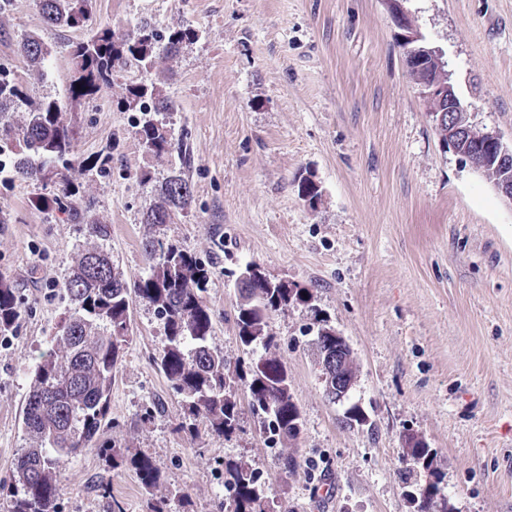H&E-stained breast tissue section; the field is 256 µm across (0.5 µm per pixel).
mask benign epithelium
Returning a JSON list of instances; mask_svg holds the SVG:
<instances>
[{
	"label": "benign epithelium",
	"mask_w": 512,
	"mask_h": 512,
	"mask_svg": "<svg viewBox=\"0 0 512 512\" xmlns=\"http://www.w3.org/2000/svg\"><path fill=\"white\" fill-rule=\"evenodd\" d=\"M386 8L399 30V43L403 52L415 62L423 63L418 68V84L428 106V114L433 127L443 143L450 141L461 144L456 152L472 166L485 171L473 159L462 141L472 135L474 130L467 123L468 106L461 103L448 84L447 73L435 54L424 45V37L416 18L406 9L404 0H383ZM480 138L497 147L499 158L512 157V146H508L500 136L491 130L478 132ZM317 362L323 373L326 386L336 392V400H343L352 389L357 371L353 351L343 336H336L327 342Z\"/></svg>",
	"instance_id": "7a95c632"
}]
</instances>
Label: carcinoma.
Returning a JSON list of instances; mask_svg holds the SVG:
<instances>
[{
  "label": "carcinoma",
  "instance_id": "cac0c4a2",
  "mask_svg": "<svg viewBox=\"0 0 512 512\" xmlns=\"http://www.w3.org/2000/svg\"><path fill=\"white\" fill-rule=\"evenodd\" d=\"M44 22L58 31L84 27L95 0H39ZM194 33L177 30L167 36L147 26L132 30L116 42L107 27L71 46L73 75L67 102L45 99L31 103L23 85L0 79V147L15 151L14 175L23 180L44 182L52 176L61 180L57 192L40 197L36 204L67 214L86 234L102 242L109 239V227L91 214L92 205L81 194L78 177L110 169L112 147L102 150L90 163H78L73 156L75 126L65 117L94 100L112 84V68L126 60L137 69H151L159 55L174 57L191 42ZM18 52L28 70L44 73L50 56L48 44L37 34L18 43ZM26 108L24 123H11L13 110ZM126 112H139L136 135L143 149L161 159L174 150L166 123L158 119L173 111L156 84L129 85L122 102ZM470 151L486 166L488 179L512 176V169L497 164L498 154L489 144L471 142ZM298 191L310 203L321 201L319 185L308 177L298 178ZM192 202V190L183 174L169 175L161 185L160 199L144 216L153 226L171 223L175 212ZM149 273L128 283L116 271L112 252L101 245L81 254L61 290L69 310L52 338V346L32 371L24 408V431L31 444L21 449L12 478L0 480V504L5 512H58L61 485L59 461L93 448L106 426L112 382L129 342L133 305L143 303L162 320L165 342L159 366L179 399L181 421L176 430L197 436V423L218 438H229L238 429L240 399L244 391L250 411L261 430L273 431L272 444L281 445L278 460L288 473L299 467L298 449H288L303 429L300 409L291 392L286 364L278 356L276 336L270 328L275 312L303 306L316 312L311 289L284 281L260 270L246 287L237 289L235 323L243 353L251 356L247 369L231 366L224 350L211 342L213 313L203 297L212 271L184 246L165 236L146 240ZM20 317L15 288L0 276V336L13 334ZM403 457L419 474L432 480L406 481L420 490L423 512H448L439 501L441 473L436 452L422 441L417 448L402 449ZM140 483L151 495V512H164L170 498H183L175 490L156 497L162 485L160 470L148 458L132 459ZM223 484L232 491L234 512H277L270 487L258 479V470L243 460H224Z\"/></svg>",
  "mask_w": 512,
  "mask_h": 512
}]
</instances>
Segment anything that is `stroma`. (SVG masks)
<instances>
[{"label": "stroma", "instance_id": "obj_1", "mask_svg": "<svg viewBox=\"0 0 512 512\" xmlns=\"http://www.w3.org/2000/svg\"><path fill=\"white\" fill-rule=\"evenodd\" d=\"M439 49L470 123L512 143V0H407ZM146 24L195 34L150 72L117 67L112 84L76 123V160L112 149L107 175L82 179L126 281L145 276L144 243L161 232L213 274L204 298L212 342L248 363L234 324V273L250 263L311 288L319 318L344 336L358 365L349 401L370 421L350 426L330 402L317 363L315 317L274 313L271 327L303 420L301 465L281 470L258 423L243 412L224 440L175 432L179 403L157 360L163 329L133 307L125 357L100 439L149 457L181 499L170 512H215L225 459L270 477L279 512H409L400 476L402 438L437 452L453 512H512V208L493 184L439 141L409 74L383 0H96L82 29L60 33L39 0L0 9V58L33 99L66 100L70 46L98 28L125 37ZM51 48L47 77L17 56L24 35ZM155 83L172 102L167 129L182 151L159 160L118 108L130 83ZM183 171L190 207L155 228L143 213L169 170ZM153 179L145 183L142 171ZM320 183L309 209L299 175ZM42 185L0 173V274L21 315L0 336V480L29 442L22 410L31 371L68 308L60 285L95 246L66 214L37 207ZM158 404L149 420L146 406ZM60 512H148L134 469L88 451L60 464ZM109 485L110 498L98 485Z\"/></svg>", "mask_w": 512, "mask_h": 512}]
</instances>
